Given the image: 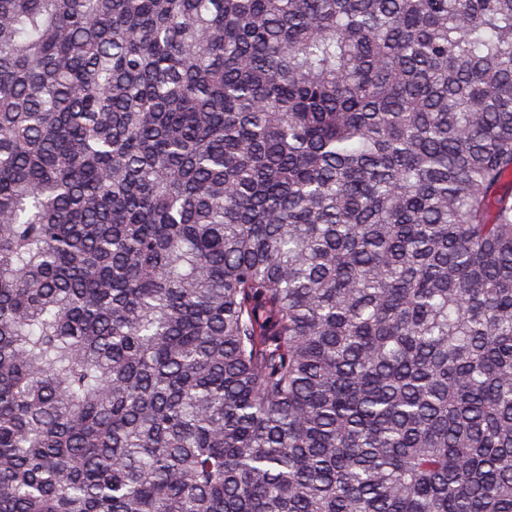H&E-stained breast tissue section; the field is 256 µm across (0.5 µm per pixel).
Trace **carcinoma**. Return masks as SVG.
<instances>
[{
  "mask_svg": "<svg viewBox=\"0 0 512 512\" xmlns=\"http://www.w3.org/2000/svg\"><path fill=\"white\" fill-rule=\"evenodd\" d=\"M0 512H512V0H0Z\"/></svg>",
  "mask_w": 512,
  "mask_h": 512,
  "instance_id": "carcinoma-1",
  "label": "carcinoma"
}]
</instances>
